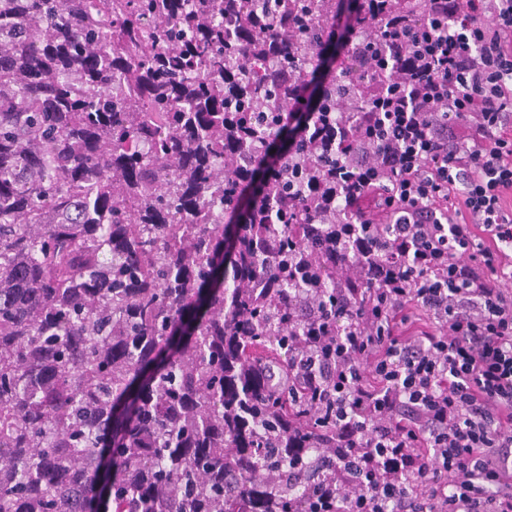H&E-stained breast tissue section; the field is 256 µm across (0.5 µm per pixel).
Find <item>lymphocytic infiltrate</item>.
I'll list each match as a JSON object with an SVG mask.
<instances>
[{
    "instance_id": "1",
    "label": "lymphocytic infiltrate",
    "mask_w": 512,
    "mask_h": 512,
    "mask_svg": "<svg viewBox=\"0 0 512 512\" xmlns=\"http://www.w3.org/2000/svg\"><path fill=\"white\" fill-rule=\"evenodd\" d=\"M440 16L388 47L394 137L370 112L338 130L336 312L311 284L288 301V512H512V0ZM389 183L378 224L362 202Z\"/></svg>"
}]
</instances>
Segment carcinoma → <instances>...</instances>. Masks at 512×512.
<instances>
[{
  "mask_svg": "<svg viewBox=\"0 0 512 512\" xmlns=\"http://www.w3.org/2000/svg\"><path fill=\"white\" fill-rule=\"evenodd\" d=\"M245 2L0 0V512H252L257 470H288L290 280L336 288L309 187L336 196V123L368 106L348 75L388 62L350 39L314 88L336 0ZM216 186L219 223L167 222Z\"/></svg>",
  "mask_w": 512,
  "mask_h": 512,
  "instance_id": "cac0c4a2",
  "label": "carcinoma"
}]
</instances>
